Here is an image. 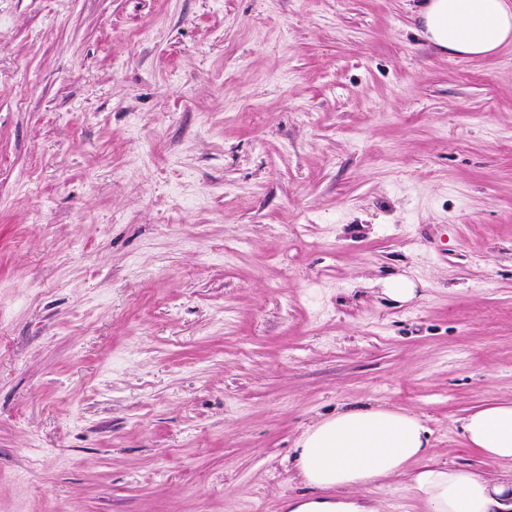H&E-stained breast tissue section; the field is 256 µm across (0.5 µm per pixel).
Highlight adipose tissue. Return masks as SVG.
Masks as SVG:
<instances>
[{
    "label": "adipose tissue",
    "mask_w": 512,
    "mask_h": 512,
    "mask_svg": "<svg viewBox=\"0 0 512 512\" xmlns=\"http://www.w3.org/2000/svg\"><path fill=\"white\" fill-rule=\"evenodd\" d=\"M425 38L452 56L486 58L512 44V0H426ZM472 447L492 461H512V403L487 404L463 420ZM428 430L411 413L382 405L337 411L299 438L294 469L305 493L282 512H377L356 488L421 462L413 486L427 512H512V477L490 479L463 468L426 464Z\"/></svg>",
    "instance_id": "obj_1"
}]
</instances>
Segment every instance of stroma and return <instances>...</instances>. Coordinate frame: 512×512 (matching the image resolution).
Wrapping results in <instances>:
<instances>
[{"label":"stroma","instance_id":"obj_1","mask_svg":"<svg viewBox=\"0 0 512 512\" xmlns=\"http://www.w3.org/2000/svg\"><path fill=\"white\" fill-rule=\"evenodd\" d=\"M420 2L0 0V512H281L378 403L512 474L462 431L512 401V44ZM425 38L452 56L486 58L512 44L511 0H425ZM416 283L404 275L388 279L383 284V293L399 303H407L415 299Z\"/></svg>","mask_w":512,"mask_h":512}]
</instances>
